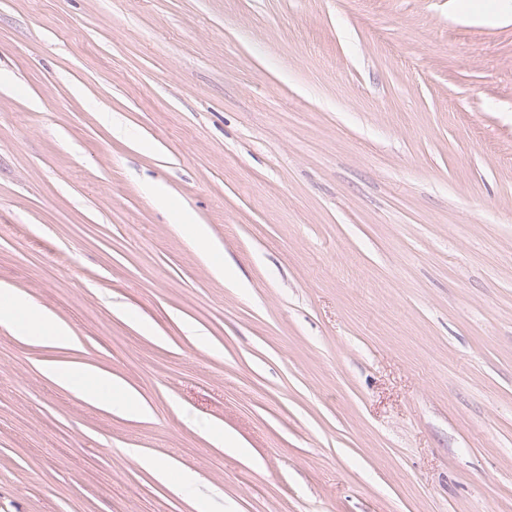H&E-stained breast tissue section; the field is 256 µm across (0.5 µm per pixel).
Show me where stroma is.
I'll list each match as a JSON object with an SVG mask.
<instances>
[{
  "label": "stroma",
  "instance_id": "stroma-1",
  "mask_svg": "<svg viewBox=\"0 0 512 512\" xmlns=\"http://www.w3.org/2000/svg\"><path fill=\"white\" fill-rule=\"evenodd\" d=\"M486 3L0 0V283L81 342L0 326V512H512V0ZM64 360L151 415L37 369ZM45 373L56 385L108 412L116 409L134 418L150 414L147 403L109 373L93 370L76 361L49 364Z\"/></svg>",
  "mask_w": 512,
  "mask_h": 512
}]
</instances>
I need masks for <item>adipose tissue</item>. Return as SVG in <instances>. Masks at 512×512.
Masks as SVG:
<instances>
[{
  "label": "adipose tissue",
  "instance_id": "adipose-tissue-1",
  "mask_svg": "<svg viewBox=\"0 0 512 512\" xmlns=\"http://www.w3.org/2000/svg\"><path fill=\"white\" fill-rule=\"evenodd\" d=\"M0 319L8 321L16 338L24 342L72 350L80 346L66 323L5 285H0ZM45 372L56 385L106 411L118 410L134 418H143L150 413L147 403L135 391L109 373L76 361L47 365Z\"/></svg>",
  "mask_w": 512,
  "mask_h": 512
}]
</instances>
